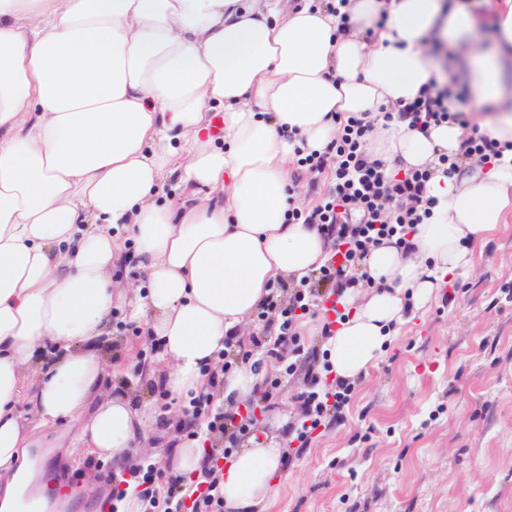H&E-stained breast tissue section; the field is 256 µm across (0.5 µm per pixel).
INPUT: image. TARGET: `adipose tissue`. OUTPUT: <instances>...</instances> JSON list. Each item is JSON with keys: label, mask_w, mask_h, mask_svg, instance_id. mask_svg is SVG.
I'll return each mask as SVG.
<instances>
[{"label": "adipose tissue", "mask_w": 512, "mask_h": 512, "mask_svg": "<svg viewBox=\"0 0 512 512\" xmlns=\"http://www.w3.org/2000/svg\"><path fill=\"white\" fill-rule=\"evenodd\" d=\"M347 11L344 24L323 0H0V512H19L17 460L44 428L76 424L84 447L116 458L150 424V405L106 392L92 348L116 302L159 343L170 395L187 398L275 280L326 260L325 238L288 222L286 189L291 162L324 152L348 116L372 120V156L433 169L435 205L407 247L371 250L381 286L345 293L351 313L322 344L333 373H366L441 280L474 268L475 244L512 212V0L498 2L490 49L464 0H348ZM432 33L494 109L485 130L507 149L490 169L439 170V156H461L462 126L379 117L431 79ZM217 108L220 148L199 138ZM169 180L174 205L155 199ZM126 225L141 287L112 275ZM282 455L259 441L229 459L230 512H264Z\"/></svg>", "instance_id": "ef3b65f1"}]
</instances>
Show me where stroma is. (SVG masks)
I'll list each match as a JSON object with an SVG mask.
<instances>
[{
	"instance_id": "stroma-1",
	"label": "stroma",
	"mask_w": 512,
	"mask_h": 512,
	"mask_svg": "<svg viewBox=\"0 0 512 512\" xmlns=\"http://www.w3.org/2000/svg\"><path fill=\"white\" fill-rule=\"evenodd\" d=\"M331 182L330 170L294 165L292 206L312 209ZM100 352L113 394L154 409L130 456L154 458L188 439L173 399L151 390L147 371L163 362L145 324L115 310ZM262 373L280 381L261 425L264 439L278 441L297 412L298 380L275 362ZM73 435L52 429L30 463L74 488L72 512H99L118 466ZM267 512H512V214L477 247L474 268L400 326L358 378L343 421L316 430L284 466Z\"/></svg>"
}]
</instances>
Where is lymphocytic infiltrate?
Wrapping results in <instances>:
<instances>
[{"instance_id": "f902f5d3", "label": "lymphocytic infiltrate", "mask_w": 512, "mask_h": 512, "mask_svg": "<svg viewBox=\"0 0 512 512\" xmlns=\"http://www.w3.org/2000/svg\"><path fill=\"white\" fill-rule=\"evenodd\" d=\"M452 100L457 103L453 109L448 106ZM469 103L466 88L452 94L433 79L413 99L398 103L397 111L420 130L443 122L465 126L470 118ZM371 128L365 118L349 116L325 152L302 159L312 169L332 167L334 186L311 210L290 209L288 221L316 225L330 242L329 256L293 285L273 283L263 308L275 311L276 318L264 322L261 335L246 341L237 333L225 334L224 349L214 369L185 413L188 423L202 422L207 436L224 440L223 447L212 448L193 483V493H186L185 478L173 472L170 460H135L126 476L114 481L111 512H118L129 495L140 502L143 512H224L219 461L231 457L244 437L260 430L239 407L227 408L214 401L216 388L239 368L257 373L271 358L286 361V373L299 377L295 400L300 412L283 429L286 447L304 450L323 421L343 419L356 384L319 372L315 352L300 345L296 324L305 316L316 315L330 299L341 298L347 288L369 282L365 266L371 248L391 238L406 244L415 225L429 217L435 204L427 194L430 170L411 169L403 176H392L383 160L369 154L366 139Z\"/></svg>"}]
</instances>
